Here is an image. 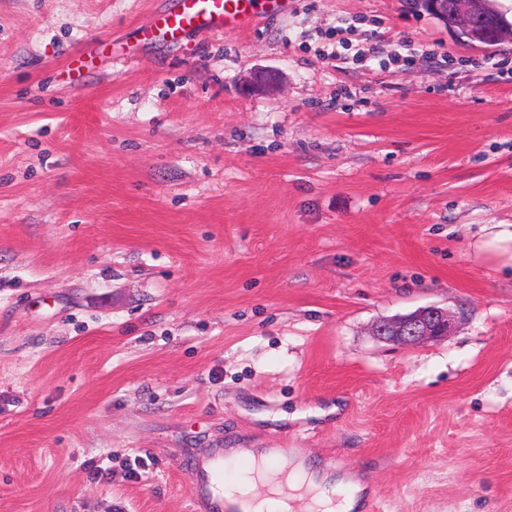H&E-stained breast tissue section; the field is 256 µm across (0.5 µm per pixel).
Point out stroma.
<instances>
[{"label":"stroma","mask_w":512,"mask_h":512,"mask_svg":"<svg viewBox=\"0 0 512 512\" xmlns=\"http://www.w3.org/2000/svg\"><path fill=\"white\" fill-rule=\"evenodd\" d=\"M166 2L0 0V512H192L218 448L512 512V271L474 247L512 224V45L409 0L172 42ZM431 304L448 338L372 336Z\"/></svg>","instance_id":"35a3bbf8"}]
</instances>
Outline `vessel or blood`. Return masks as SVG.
<instances>
[{
	"label": "vessel or blood",
	"instance_id": "1",
	"mask_svg": "<svg viewBox=\"0 0 512 512\" xmlns=\"http://www.w3.org/2000/svg\"><path fill=\"white\" fill-rule=\"evenodd\" d=\"M287 10L288 0H177L174 7L156 15L149 32L170 39L188 32H246L259 20L284 15ZM223 469L224 452L220 449L201 462L191 487L193 507H205L206 512H225L223 497L214 493Z\"/></svg>",
	"mask_w": 512,
	"mask_h": 512
}]
</instances>
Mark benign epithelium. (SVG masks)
<instances>
[{"label":"benign epithelium","instance_id":"obj_1","mask_svg":"<svg viewBox=\"0 0 512 512\" xmlns=\"http://www.w3.org/2000/svg\"><path fill=\"white\" fill-rule=\"evenodd\" d=\"M434 15L445 17L452 13L462 19L464 34L454 33L457 41L474 36L481 25L494 27L495 36L512 40V29L497 23L495 8L488 0H430ZM455 324V315L445 307L428 305L414 312L378 320L372 326V335L382 341L413 347L427 341H438L448 336Z\"/></svg>","mask_w":512,"mask_h":512}]
</instances>
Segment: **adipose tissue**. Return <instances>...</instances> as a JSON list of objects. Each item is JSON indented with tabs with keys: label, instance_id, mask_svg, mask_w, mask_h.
<instances>
[{
	"label": "adipose tissue",
	"instance_id": "adipose-tissue-1",
	"mask_svg": "<svg viewBox=\"0 0 512 512\" xmlns=\"http://www.w3.org/2000/svg\"><path fill=\"white\" fill-rule=\"evenodd\" d=\"M326 477L304 460L271 452L250 459L248 467L224 480V500L239 512H295L305 503L308 512H353L358 485L337 484L327 491Z\"/></svg>",
	"mask_w": 512,
	"mask_h": 512
}]
</instances>
